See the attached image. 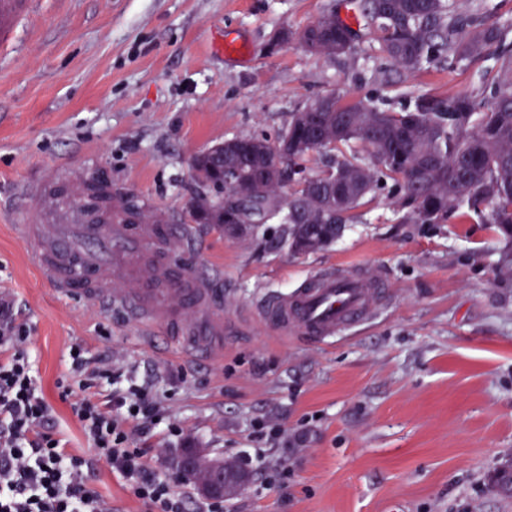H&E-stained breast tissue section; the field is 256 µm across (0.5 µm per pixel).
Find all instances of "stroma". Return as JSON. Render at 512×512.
<instances>
[{"instance_id":"obj_1","label":"stroma","mask_w":512,"mask_h":512,"mask_svg":"<svg viewBox=\"0 0 512 512\" xmlns=\"http://www.w3.org/2000/svg\"><path fill=\"white\" fill-rule=\"evenodd\" d=\"M344 0H35L0 48V295L32 327L33 372L70 453L89 442L61 398L69 353L111 352L172 405L182 440L158 466L207 448L244 464L247 489L223 512H512L490 476L512 460V279L499 273L501 243L475 219L408 224L378 195L342 237L292 253L277 221L237 238L196 228L186 268L223 274L224 315L246 318L217 358L184 357L164 331L141 335L131 316L59 295L27 257L22 226L40 209L26 185L89 168L144 196L173 223L209 189L193 156L226 139L276 136L316 96H374L400 109L417 97L480 93L499 60L400 72L369 40L332 59L271 37L298 30ZM239 39L245 55L224 53ZM385 276L373 318L327 341L282 339L248 319L255 301L286 292L330 266ZM275 416L302 450L256 441ZM288 463L285 483L264 466ZM96 485L112 512H151L129 483L100 466Z\"/></svg>"}]
</instances>
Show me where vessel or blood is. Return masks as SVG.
<instances>
[{
  "label": "vessel or blood",
  "mask_w": 512,
  "mask_h": 512,
  "mask_svg": "<svg viewBox=\"0 0 512 512\" xmlns=\"http://www.w3.org/2000/svg\"><path fill=\"white\" fill-rule=\"evenodd\" d=\"M58 185L54 179L32 187L57 202L53 221L25 228L39 274L61 295L126 312L143 335L165 330L183 353L222 355L234 324L224 318L219 276L207 266L181 273L172 262L192 243V226L172 227L169 215L150 208L133 214L117 193L104 209L95 208L80 186L68 188L64 201ZM383 288V280L330 270L290 292L261 297L252 316L280 337L324 341L370 317Z\"/></svg>",
  "instance_id": "obj_1"
}]
</instances>
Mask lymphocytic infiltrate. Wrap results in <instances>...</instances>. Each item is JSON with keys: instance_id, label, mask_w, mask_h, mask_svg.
<instances>
[{"instance_id": "1", "label": "lymphocytic infiltrate", "mask_w": 512, "mask_h": 512, "mask_svg": "<svg viewBox=\"0 0 512 512\" xmlns=\"http://www.w3.org/2000/svg\"><path fill=\"white\" fill-rule=\"evenodd\" d=\"M29 327L13 302L0 299V512H112L95 483L100 465L125 479L152 512H189L191 500L147 458L139 442L158 428L180 429L168 407L111 361L71 352L62 386L72 401L89 454L74 455L61 443L53 408L32 373Z\"/></svg>"}]
</instances>
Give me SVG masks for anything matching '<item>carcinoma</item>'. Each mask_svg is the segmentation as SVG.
Returning <instances> with one entry per match:
<instances>
[{"label": "carcinoma", "instance_id": "1", "mask_svg": "<svg viewBox=\"0 0 512 512\" xmlns=\"http://www.w3.org/2000/svg\"><path fill=\"white\" fill-rule=\"evenodd\" d=\"M458 0H354L370 29L380 58L405 71L439 63L448 70L490 53L504 59L479 94L419 98L395 111L365 97L352 102L334 91L313 100L317 112L298 108L272 141L246 135L227 139L218 162L239 172L238 188L250 185L251 172L266 175L267 192L277 194L284 171L304 166L313 151L314 120L334 139L336 182L321 179L326 168L291 186L288 211L270 216L287 226L288 248L316 252L342 236L345 225L369 197L387 192L413 224H446L456 217L494 225L510 246L499 272L512 278V55L501 27L478 14L457 11ZM296 43L319 58L351 53L357 31L331 10L296 33ZM369 152L365 163L357 151ZM201 224H225L227 207L204 197L195 201Z\"/></svg>", "mask_w": 512, "mask_h": 512}]
</instances>
